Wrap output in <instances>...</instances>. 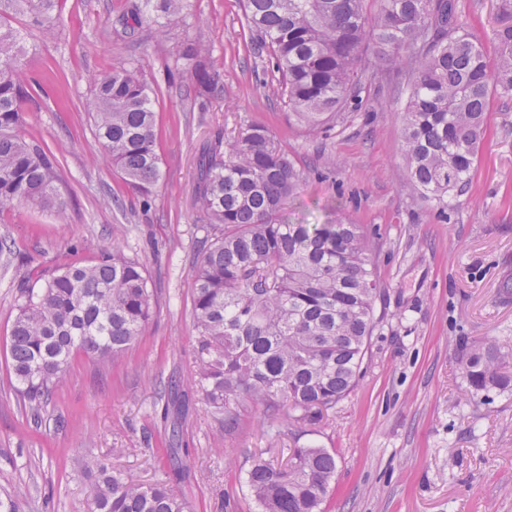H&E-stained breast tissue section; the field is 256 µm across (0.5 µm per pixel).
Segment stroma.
I'll return each mask as SVG.
<instances>
[{"label":"stroma","instance_id":"1","mask_svg":"<svg viewBox=\"0 0 512 512\" xmlns=\"http://www.w3.org/2000/svg\"><path fill=\"white\" fill-rule=\"evenodd\" d=\"M130 0H61L55 35L26 18L24 54L47 94L19 128L57 154L63 210L0 213V499L16 512H93L88 455L112 472L166 484L188 512H256L246 483L253 457L286 463L313 444L336 454L325 512H512V392L467 400L461 342L512 336V93L495 94L477 170L446 215L407 187L400 168L408 75L386 68L360 109L312 136L288 118L269 53L252 40L242 0H188L158 36L123 33ZM468 29L496 56L501 0H457ZM219 91L200 102L181 54L195 38ZM135 67L155 97L163 177L149 201L110 164L86 109L88 73ZM265 124L306 174L285 204L290 221L363 225L382 291L380 323L358 385L314 424L263 408L222 427L188 384L194 372L192 266L209 219L197 203L198 169L216 135L233 143ZM121 237L146 267L152 317L139 344L107 368L76 355L66 380L33 421L9 373L5 342L17 284L67 261L91 264Z\"/></svg>","mask_w":512,"mask_h":512}]
</instances>
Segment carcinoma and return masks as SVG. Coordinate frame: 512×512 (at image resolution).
I'll list each match as a JSON object with an SVG mask.
<instances>
[{"label":"carcinoma","mask_w":512,"mask_h":512,"mask_svg":"<svg viewBox=\"0 0 512 512\" xmlns=\"http://www.w3.org/2000/svg\"><path fill=\"white\" fill-rule=\"evenodd\" d=\"M59 0H0V210L22 205L63 208L56 155L18 133L22 107L36 84L13 25L23 14L53 35ZM244 0L248 28L270 50L288 109L311 133L337 112L362 105L377 63L414 61L403 113L402 168L408 186L436 210L469 183L479 160L491 97L512 92V23L496 33V63L469 32L453 0ZM187 0H159V14L140 8L120 18L126 30L164 27L183 16ZM210 45L188 44L197 93L217 91L206 67ZM87 108L102 157L147 199L162 179L156 112L148 84L134 70L107 68L89 77ZM305 172L269 129L254 123L202 158L198 200L214 238L191 271L197 331L194 382L204 404L236 425L261 405L297 423H312L357 386L375 315L380 275L358 224L292 223L284 205ZM153 310L145 268L121 246L92 265L70 262L42 280L24 278L7 337L8 367L18 393L39 415L65 380L74 355L100 364L139 341ZM471 394L512 390V339L462 346ZM97 512H186L166 485L144 486L112 475L109 459L88 461ZM336 455L309 445L288 465L257 459L247 485L259 512H324Z\"/></svg>","instance_id":"carcinoma-1"}]
</instances>
